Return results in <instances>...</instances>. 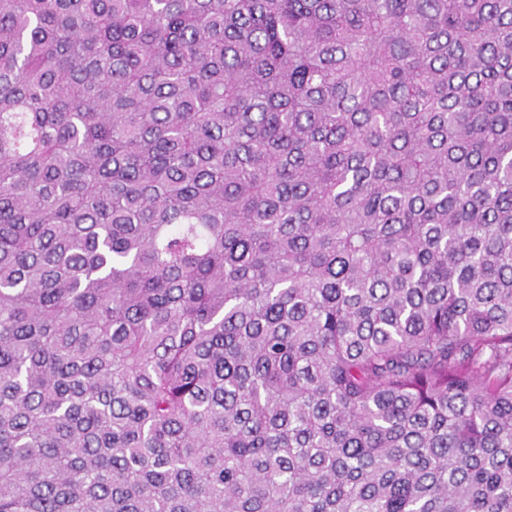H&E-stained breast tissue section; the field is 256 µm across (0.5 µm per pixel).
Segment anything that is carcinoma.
Wrapping results in <instances>:
<instances>
[{
	"label": "carcinoma",
	"instance_id": "cac0c4a2",
	"mask_svg": "<svg viewBox=\"0 0 512 512\" xmlns=\"http://www.w3.org/2000/svg\"><path fill=\"white\" fill-rule=\"evenodd\" d=\"M0 512H512V0H0Z\"/></svg>",
	"mask_w": 512,
	"mask_h": 512
}]
</instances>
